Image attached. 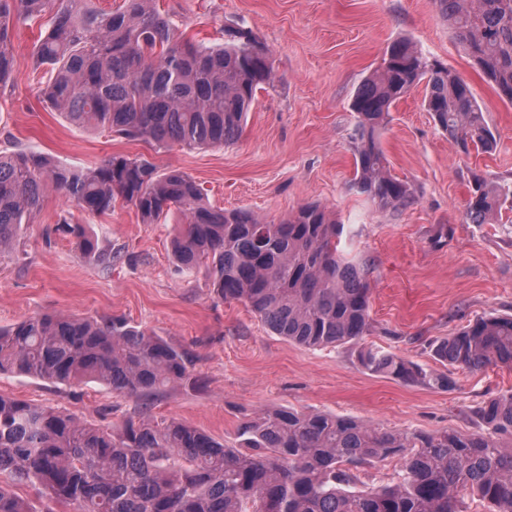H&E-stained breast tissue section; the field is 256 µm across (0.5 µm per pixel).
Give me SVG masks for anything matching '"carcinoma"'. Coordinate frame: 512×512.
I'll list each match as a JSON object with an SVG mask.
<instances>
[{
    "mask_svg": "<svg viewBox=\"0 0 512 512\" xmlns=\"http://www.w3.org/2000/svg\"><path fill=\"white\" fill-rule=\"evenodd\" d=\"M454 39L484 79L512 104V0H436ZM50 15L33 49L47 68L45 97L71 123L157 146H229L240 137L258 91L274 80L269 49L242 24L223 42L188 38L155 0H0V84L16 78L9 50L16 22ZM425 83L424 107L448 140L491 152L497 138L469 85L407 40L357 88L351 187L382 211L409 206L408 183L384 164L380 134L391 109ZM91 214L120 198L143 223L171 209L182 222L176 263L205 265L213 292L244 304L272 333L306 348L359 346L360 366L404 383L445 390L446 367L512 368V316L482 318L432 342L443 369L363 343L370 285L338 250L341 225L317 203L278 223L209 203L202 188L145 156H114L72 168L33 151H0V258L13 252L46 187ZM512 200V181L473 175L466 219L486 224ZM57 229L107 267L112 252L85 224L61 216ZM61 385L96 382L142 405L192 382L185 350L119 317L43 313L0 328V376ZM483 428L399 432L351 417L291 408L264 410L237 428L228 447L176 419L131 417L88 424L65 409L0 393V478L46 490L70 512H465L460 492L488 512H512V395L479 409ZM388 459L396 479L357 488L360 474ZM0 512H36L0 484Z\"/></svg>",
    "mask_w": 512,
    "mask_h": 512,
    "instance_id": "cac0c4a2",
    "label": "carcinoma"
}]
</instances>
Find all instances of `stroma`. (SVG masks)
<instances>
[{
    "mask_svg": "<svg viewBox=\"0 0 512 512\" xmlns=\"http://www.w3.org/2000/svg\"><path fill=\"white\" fill-rule=\"evenodd\" d=\"M196 40L216 42L240 23L269 48L275 79L258 91L241 138L227 147L155 149L141 141L85 131L52 110L34 67L35 25L17 23L9 49L17 77L0 86V150L35 151L72 167L115 155L151 156L160 169L190 176L211 204L280 220L308 203L333 211L344 231L338 248L363 265L371 288L364 341L426 367L430 344L477 319L512 316V211L496 224L465 219L473 174L512 177V104L503 101L458 49L434 0H158ZM410 39L472 89L497 136L494 152H461L438 126L417 87L400 99L380 144L413 202L382 212L351 190L352 97L388 45ZM91 225L116 253L111 267L83 255L51 228L64 212ZM176 215L142 223L115 201L88 216L47 188L32 226L0 260V327L42 313L121 317L184 348L195 384H177L142 409L99 384L53 386L0 376V392L59 407L102 426L148 411L176 418L224 444L241 420L292 407L357 418L374 427L433 433L477 431L478 409L512 393V369H449L445 390L365 371L355 346L309 349L275 336L248 308L215 296L206 267L181 274L171 258Z\"/></svg>",
    "mask_w": 512,
    "mask_h": 512,
    "instance_id": "obj_1",
    "label": "stroma"
}]
</instances>
